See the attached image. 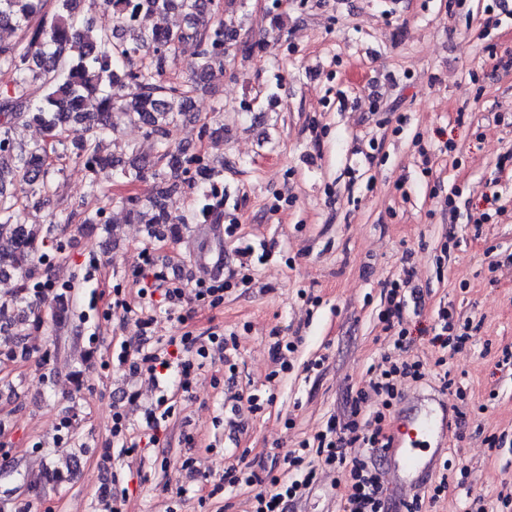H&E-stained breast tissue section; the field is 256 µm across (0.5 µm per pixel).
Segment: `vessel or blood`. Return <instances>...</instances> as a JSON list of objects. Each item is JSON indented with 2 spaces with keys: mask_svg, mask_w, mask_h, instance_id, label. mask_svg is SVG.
Listing matches in <instances>:
<instances>
[{
  "mask_svg": "<svg viewBox=\"0 0 512 512\" xmlns=\"http://www.w3.org/2000/svg\"><path fill=\"white\" fill-rule=\"evenodd\" d=\"M448 422L444 400L420 403L398 417L393 429L392 446L385 466L392 482L413 490L420 475L429 473L440 456V440Z\"/></svg>",
  "mask_w": 512,
  "mask_h": 512,
  "instance_id": "vessel-or-blood-1",
  "label": "vessel or blood"
}]
</instances>
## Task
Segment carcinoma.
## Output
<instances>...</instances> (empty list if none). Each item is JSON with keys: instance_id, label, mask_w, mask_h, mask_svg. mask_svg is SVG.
Wrapping results in <instances>:
<instances>
[{"instance_id": "obj_1", "label": "carcinoma", "mask_w": 512, "mask_h": 512, "mask_svg": "<svg viewBox=\"0 0 512 512\" xmlns=\"http://www.w3.org/2000/svg\"><path fill=\"white\" fill-rule=\"evenodd\" d=\"M84 0H0V29L17 33L0 39V275L7 271L19 281L10 302L0 305V330L12 325L9 308L28 302L36 293L30 283L38 245L52 240L51 227L28 223L27 206L6 188L20 178L34 194H47L55 168L48 154L65 145L64 133L73 122H89V137L73 150L90 178L88 189H99V175L120 171L136 178L149 170L157 183L156 196L145 205L118 202L128 221L153 231L175 219L165 199L184 188L185 158L167 140V127L181 119L193 94L215 66H224L231 50L248 58L256 43L240 33L232 18L224 19L213 0H102L114 18L112 29L92 33L90 18L80 10ZM179 11L185 25L147 30L140 17ZM197 46L182 82L167 79L176 65L173 51L187 41ZM94 98L98 110L84 102ZM138 124L152 139L155 157H132L119 166L103 153L121 122ZM39 124L46 138L21 146L16 130ZM104 224L103 213L74 208L60 221Z\"/></svg>"}]
</instances>
